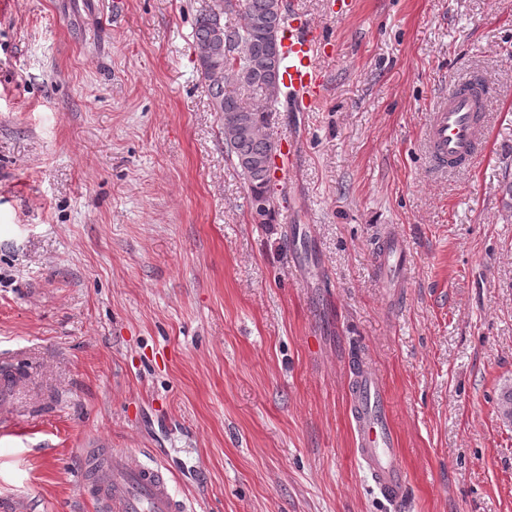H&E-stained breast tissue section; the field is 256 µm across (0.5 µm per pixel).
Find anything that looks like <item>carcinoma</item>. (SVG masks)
Listing matches in <instances>:
<instances>
[{
	"label": "carcinoma",
	"instance_id": "carcinoma-1",
	"mask_svg": "<svg viewBox=\"0 0 512 512\" xmlns=\"http://www.w3.org/2000/svg\"><path fill=\"white\" fill-rule=\"evenodd\" d=\"M283 0H219L215 8L195 20L194 44L200 75L214 111L220 114L227 156L248 184L250 193L272 196V153L276 142L253 119H267L266 110L243 100L248 91L275 105L290 101L288 93L272 83H280L282 52L280 33L284 23ZM231 15L232 22L224 20ZM232 77L242 88L239 93L224 89V79Z\"/></svg>",
	"mask_w": 512,
	"mask_h": 512
}]
</instances>
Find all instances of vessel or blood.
<instances>
[{
  "instance_id": "vessel-or-blood-1",
  "label": "vessel or blood",
  "mask_w": 512,
  "mask_h": 512,
  "mask_svg": "<svg viewBox=\"0 0 512 512\" xmlns=\"http://www.w3.org/2000/svg\"><path fill=\"white\" fill-rule=\"evenodd\" d=\"M281 43V84L295 93L299 106L309 109L319 105L324 94L319 65L323 33L302 27L289 13ZM488 94V88L475 77L454 84L430 113L424 137L437 167L456 169L476 161L478 148L487 137L484 106ZM402 259L401 242L388 241L380 255L387 283H398ZM349 394L356 460L384 498L400 502L405 494L406 473L397 458V436L387 395L376 372L368 366L358 367ZM81 454L95 474L94 499L100 512H191L187 500L174 493L165 469L146 452L115 448L104 442L82 449Z\"/></svg>"
}]
</instances>
